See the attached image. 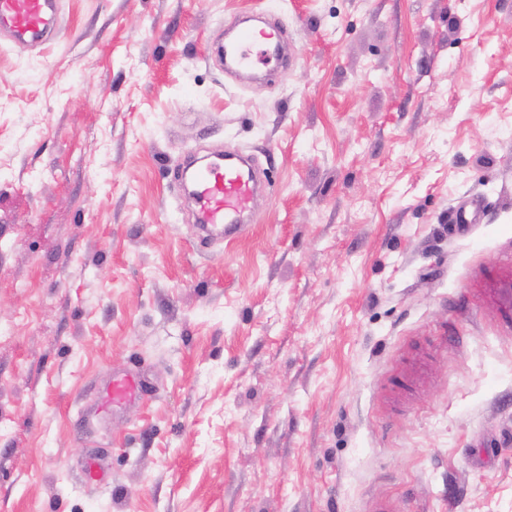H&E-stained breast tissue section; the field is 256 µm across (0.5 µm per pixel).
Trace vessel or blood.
<instances>
[{
  "label": "vessel or blood",
  "instance_id": "obj_1",
  "mask_svg": "<svg viewBox=\"0 0 512 512\" xmlns=\"http://www.w3.org/2000/svg\"><path fill=\"white\" fill-rule=\"evenodd\" d=\"M56 14L57 0H0V32L37 45L46 41ZM280 34L278 24L271 16L266 18L264 28H237L234 49L222 47L217 51L225 63L226 74L232 77L249 74L257 58L272 60L269 42ZM192 180L197 224L206 230L223 229L228 235L237 233L261 188L259 178L246 159L216 157L195 167ZM147 391L145 379L138 372H129L113 377L104 404L116 412L142 400Z\"/></svg>",
  "mask_w": 512,
  "mask_h": 512
}]
</instances>
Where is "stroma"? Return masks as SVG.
<instances>
[{
  "label": "stroma",
  "mask_w": 512,
  "mask_h": 512,
  "mask_svg": "<svg viewBox=\"0 0 512 512\" xmlns=\"http://www.w3.org/2000/svg\"><path fill=\"white\" fill-rule=\"evenodd\" d=\"M58 6L0 34V512H512V0ZM270 8L290 61L239 83ZM211 150L271 186L205 246ZM265 28L255 29L250 26L240 27L232 31L234 33L235 47L228 52L223 45L218 48L217 54L226 74L232 77H240L250 74L254 70L257 58L264 56L265 64L272 59L277 61L282 50V33L274 16L270 15L264 20ZM279 38L276 54L269 50V42L272 38ZM227 58L229 63H227ZM148 388L147 382L138 372L115 376L106 391L104 404L112 412H117L132 402L142 400Z\"/></svg>",
  "instance_id": "obj_1"
}]
</instances>
